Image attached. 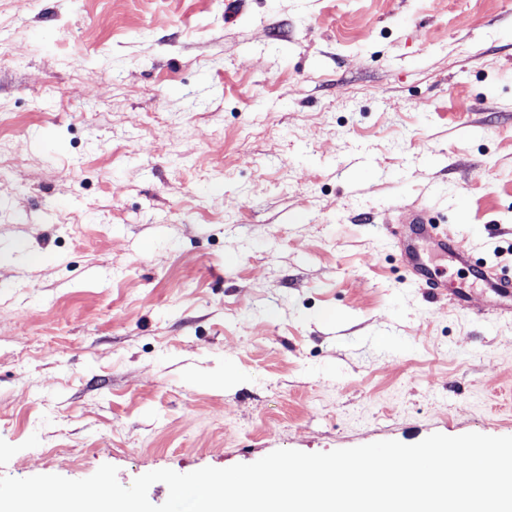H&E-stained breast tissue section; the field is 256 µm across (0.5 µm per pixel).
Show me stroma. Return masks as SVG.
<instances>
[{
    "mask_svg": "<svg viewBox=\"0 0 512 512\" xmlns=\"http://www.w3.org/2000/svg\"><path fill=\"white\" fill-rule=\"evenodd\" d=\"M420 210L512 275V0H0V476L512 436ZM408 224L410 226L407 234L398 238L405 268L413 277L425 279L431 288H443L432 277L429 268L417 260L411 250L410 242L416 238H427L433 240L441 250L448 251L450 249L455 253L452 244L448 242L447 237L443 238L437 233L439 224H434L432 217L425 211L415 212Z\"/></svg>",
    "mask_w": 512,
    "mask_h": 512,
    "instance_id": "obj_1",
    "label": "stroma"
}]
</instances>
